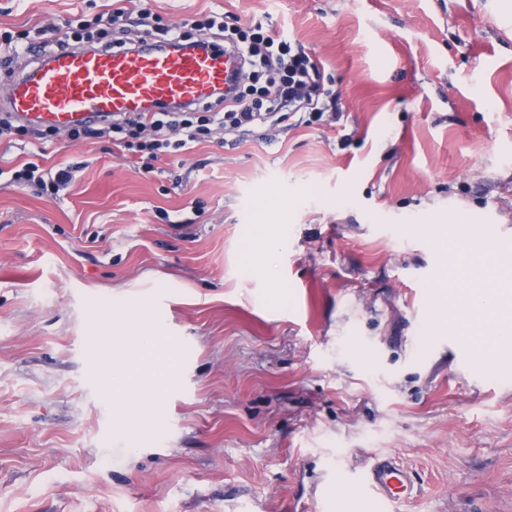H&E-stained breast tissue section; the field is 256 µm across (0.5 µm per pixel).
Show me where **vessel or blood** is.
I'll return each mask as SVG.
<instances>
[{
    "label": "vessel or blood",
    "mask_w": 512,
    "mask_h": 512,
    "mask_svg": "<svg viewBox=\"0 0 512 512\" xmlns=\"http://www.w3.org/2000/svg\"><path fill=\"white\" fill-rule=\"evenodd\" d=\"M239 70L235 50L209 45L176 51L147 38L132 50L57 51L13 79L5 98L16 118L64 131L151 106L197 103L213 90H229ZM352 483L388 506L413 492L408 471L389 458L375 459Z\"/></svg>",
    "instance_id": "obj_1"
}]
</instances>
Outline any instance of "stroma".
<instances>
[{
  "mask_svg": "<svg viewBox=\"0 0 512 512\" xmlns=\"http://www.w3.org/2000/svg\"><path fill=\"white\" fill-rule=\"evenodd\" d=\"M135 6L0 0V35ZM150 6L264 19L339 111L150 169L107 133L0 136V512H512V352L469 368L430 276L441 225L512 236V0ZM31 160L74 178L15 182ZM255 224L271 278L242 269ZM145 313L183 364L137 431L101 355ZM379 454L414 484L384 509L347 486Z\"/></svg>",
  "mask_w": 512,
  "mask_h": 512,
  "instance_id": "stroma-1",
  "label": "stroma"
}]
</instances>
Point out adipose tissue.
<instances>
[{
    "label": "adipose tissue",
    "instance_id": "1",
    "mask_svg": "<svg viewBox=\"0 0 512 512\" xmlns=\"http://www.w3.org/2000/svg\"><path fill=\"white\" fill-rule=\"evenodd\" d=\"M444 237L435 291L453 314L442 323L482 359L492 361L512 346V264L493 247L476 252L454 244L452 232ZM281 245L269 226L254 225L246 249L247 270L265 271ZM172 343L159 325L144 323L128 359L107 369L120 410L136 427H145L162 414L164 395L175 383Z\"/></svg>",
    "mask_w": 512,
    "mask_h": 512
}]
</instances>
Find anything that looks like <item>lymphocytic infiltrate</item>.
<instances>
[{
  "instance_id": "lymphocytic-infiltrate-1",
  "label": "lymphocytic infiltrate",
  "mask_w": 512,
  "mask_h": 512,
  "mask_svg": "<svg viewBox=\"0 0 512 512\" xmlns=\"http://www.w3.org/2000/svg\"><path fill=\"white\" fill-rule=\"evenodd\" d=\"M190 26L199 33L198 44L220 39L236 49L243 71L258 80V87L248 93L236 88L228 95H212L204 115L195 121L164 108L114 117L108 127L123 134L125 147L147 153L155 161L189 150L218 130L247 133L258 126H275L288 114L296 116L298 124L310 125L325 112L337 110L338 97L324 85L322 63L287 34L265 29L255 19L231 25L216 13L191 20ZM40 34L39 48L46 54L77 46L93 48L107 37L129 49L146 36L176 44L186 39L181 27L160 25L145 4L134 12L119 9L90 21L75 14L62 26L41 28Z\"/></svg>"
}]
</instances>
